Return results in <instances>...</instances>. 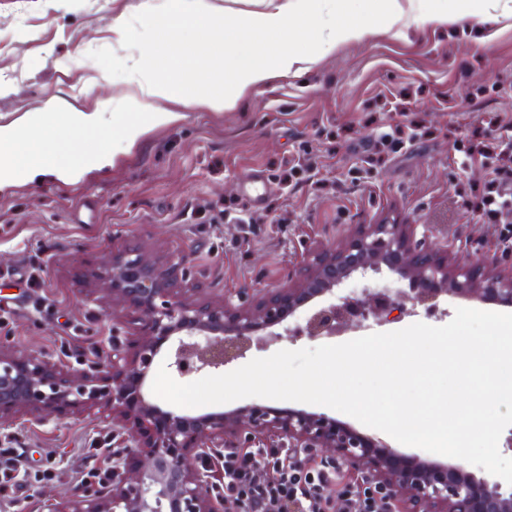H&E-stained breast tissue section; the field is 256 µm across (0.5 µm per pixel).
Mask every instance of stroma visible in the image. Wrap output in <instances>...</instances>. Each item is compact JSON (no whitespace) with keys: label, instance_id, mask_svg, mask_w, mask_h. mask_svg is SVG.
Listing matches in <instances>:
<instances>
[{"label":"stroma","instance_id":"35a3bbf8","mask_svg":"<svg viewBox=\"0 0 512 512\" xmlns=\"http://www.w3.org/2000/svg\"><path fill=\"white\" fill-rule=\"evenodd\" d=\"M406 15L273 80L233 111L188 108L177 122L118 150L113 166L74 184L39 177L0 191V347L88 368L127 335L138 315L94 300L92 275L113 254L144 253L170 284L200 304L247 286L279 288L308 250L339 245L356 224H412L417 237L463 261L512 246V212L476 223L473 204L490 175L467 164L472 142L512 126V0L462 27L428 19L433 0H402ZM166 0H0V123L52 97L115 107L141 50L165 22ZM125 16L131 41L109 26ZM420 134L390 145L397 127ZM269 181L261 204L240 186ZM41 268L43 287L19 288ZM43 303L42 318L30 308ZM462 299L444 296L369 324L441 326ZM18 448L0 512H47L46 489L65 498L111 466L110 431L89 414L0 427Z\"/></svg>","mask_w":512,"mask_h":512}]
</instances>
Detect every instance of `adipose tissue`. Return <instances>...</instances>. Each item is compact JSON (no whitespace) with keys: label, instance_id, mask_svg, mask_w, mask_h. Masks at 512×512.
Instances as JSON below:
<instances>
[{"label":"adipose tissue","instance_id":"1","mask_svg":"<svg viewBox=\"0 0 512 512\" xmlns=\"http://www.w3.org/2000/svg\"><path fill=\"white\" fill-rule=\"evenodd\" d=\"M346 2L270 0L266 10L234 13L228 23L208 0H172L169 18L156 40L176 53L189 33L197 32L204 46L186 62L204 73L203 88L188 93L174 82L154 77L146 52L140 70L130 78L125 113L103 106L89 108L75 100H46L35 111L0 125V190L39 176L77 182L114 162L107 145L90 152L82 149L86 138L109 132L133 146L154 125L176 120L171 108L175 102L214 112L235 110L249 91L307 70L324 54L372 31L391 30L404 15L400 0H375L368 22L321 23L323 4L339 9Z\"/></svg>","mask_w":512,"mask_h":512}]
</instances>
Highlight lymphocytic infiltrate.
Segmentation results:
<instances>
[{"mask_svg": "<svg viewBox=\"0 0 512 512\" xmlns=\"http://www.w3.org/2000/svg\"><path fill=\"white\" fill-rule=\"evenodd\" d=\"M332 465L312 466L305 455L267 449L224 452V499L245 512H379L361 486H342Z\"/></svg>", "mask_w": 512, "mask_h": 512, "instance_id": "1", "label": "lymphocytic infiltrate"}]
</instances>
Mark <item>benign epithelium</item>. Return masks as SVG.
Wrapping results in <instances>:
<instances>
[{"label":"benign epithelium","mask_w":512,"mask_h":512,"mask_svg":"<svg viewBox=\"0 0 512 512\" xmlns=\"http://www.w3.org/2000/svg\"><path fill=\"white\" fill-rule=\"evenodd\" d=\"M385 265L411 280L409 291L365 289L309 318L312 338L336 335V313L382 319L392 309L456 295L512 307V249L490 260L448 262V250L415 237L413 224H357L342 243L306 256L281 288L240 289L237 300L198 305L178 295L147 257L125 252L96 286L100 300L139 314L136 332L112 343V353L83 371L36 354L0 349V425L42 415L98 412L112 429L108 475L92 491L49 512H238L209 472L226 448L313 450L342 461L366 479L382 512H512V489L478 479L461 464L407 456L326 413L252 403L233 410L183 415L145 392L152 364L173 339L172 366L181 375L219 368L245 346L289 335L288 319L354 273Z\"/></svg>","instance_id":"benign-epithelium-1"}]
</instances>
